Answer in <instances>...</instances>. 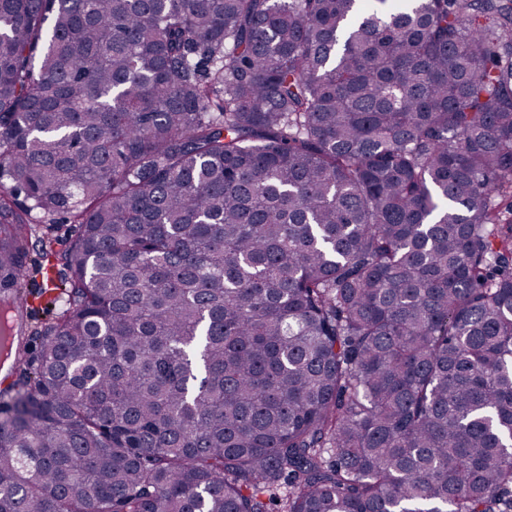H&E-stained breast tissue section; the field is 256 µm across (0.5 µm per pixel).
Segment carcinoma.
<instances>
[{
    "mask_svg": "<svg viewBox=\"0 0 512 512\" xmlns=\"http://www.w3.org/2000/svg\"><path fill=\"white\" fill-rule=\"evenodd\" d=\"M0 512H512V0H0ZM28 271L22 281V297L28 301L24 309V341L28 343L31 353L38 349V342L35 340L34 332L42 323L46 322L57 311L59 303L54 304V297L57 292L50 294L43 293L46 287L47 262L41 256L40 247H34L30 251Z\"/></svg>",
    "mask_w": 512,
    "mask_h": 512,
    "instance_id": "carcinoma-1",
    "label": "carcinoma"
}]
</instances>
